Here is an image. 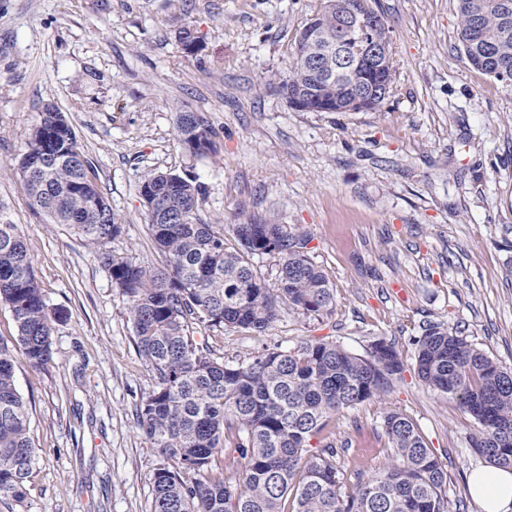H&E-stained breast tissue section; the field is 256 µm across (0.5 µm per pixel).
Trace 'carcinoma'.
I'll list each match as a JSON object with an SVG mask.
<instances>
[{"label": "carcinoma", "mask_w": 512, "mask_h": 512, "mask_svg": "<svg viewBox=\"0 0 512 512\" xmlns=\"http://www.w3.org/2000/svg\"><path fill=\"white\" fill-rule=\"evenodd\" d=\"M458 41L469 63L512 84V0H456ZM362 25L341 30L340 15ZM317 29L343 42L336 78L317 70V56L295 41L283 90L304 89L306 101L288 100L298 112H360L377 108L391 90L393 57L377 73L356 58L389 31L370 0H319L302 30ZM206 123L196 138L205 157L216 153ZM91 168L68 118L45 105L17 171L33 207L65 224L98 249L112 284L125 298L135 346L155 379L136 406V425L158 454L176 464L154 475L151 512H448V471L428 448L412 418L383 413L382 428L394 463L362 478L340 465L327 442L308 453L311 438L336 414L372 398L384 399L405 363L383 338L356 354L335 341L312 339L294 348L265 349L229 365L196 341V327L265 333L283 308L324 317L336 305L328 274L310 257L309 239L283 224L198 220L202 184L188 171L146 173L139 193L156 189L171 224L149 223L162 257L140 265L107 248L121 224L107 197L88 176ZM238 247H225V228ZM276 257L267 281L254 265ZM0 302L17 327L16 343L0 341V501L21 502L36 460L29 413L15 384V350L33 369L52 359L53 317L33 260L16 225L0 217ZM414 370L429 388L448 395L477 424L473 451L494 467H512V370L501 367L464 337L439 324L416 341ZM224 468L215 472L216 456Z\"/></svg>", "instance_id": "cac0c4a2"}]
</instances>
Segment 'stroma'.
<instances>
[{"mask_svg": "<svg viewBox=\"0 0 512 512\" xmlns=\"http://www.w3.org/2000/svg\"><path fill=\"white\" fill-rule=\"evenodd\" d=\"M319 0H0V214L16 224L54 323L52 360H18L38 450L23 505L0 512H150L164 460L137 428L154 387L125 300L96 249L30 204L16 170L45 104L69 116L122 226L114 254L156 265L138 193L149 171H190L198 218H271L310 239L336 307L282 311L265 335L200 328L234 365L263 348L327 338L363 353L375 337L413 361L433 324L512 369V86L475 69L456 0H375L390 28L388 97L362 112H298L280 88ZM202 41L185 53L179 33ZM206 115L219 152L190 157L174 116ZM411 417L448 470V504L482 512L473 418L413 369L385 399L337 415L338 459L371 475L393 461L382 414Z\"/></svg>", "mask_w": 512, "mask_h": 512, "instance_id": "stroma-1", "label": "stroma"}]
</instances>
